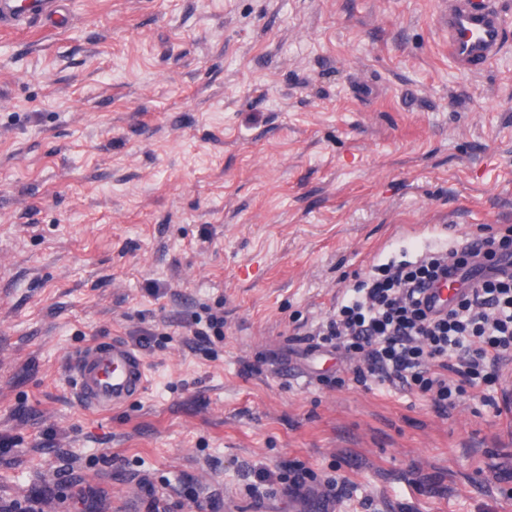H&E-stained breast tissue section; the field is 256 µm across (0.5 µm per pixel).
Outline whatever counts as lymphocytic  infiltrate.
<instances>
[{
    "mask_svg": "<svg viewBox=\"0 0 512 512\" xmlns=\"http://www.w3.org/2000/svg\"><path fill=\"white\" fill-rule=\"evenodd\" d=\"M451 277L458 293L434 308L428 289ZM308 340L351 355L355 384L430 393L437 409L452 412L468 390L512 365V225L379 268Z\"/></svg>",
    "mask_w": 512,
    "mask_h": 512,
    "instance_id": "lymphocytic-infiltrate-1",
    "label": "lymphocytic infiltrate"
}]
</instances>
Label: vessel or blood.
<instances>
[{"mask_svg":"<svg viewBox=\"0 0 512 512\" xmlns=\"http://www.w3.org/2000/svg\"><path fill=\"white\" fill-rule=\"evenodd\" d=\"M65 0H0V29L49 22ZM437 27L448 39V57L462 71L487 68L499 55L506 20L490 0H445ZM75 394L86 409L106 414L141 395L147 372L141 356L115 339L82 349L70 365Z\"/></svg>","mask_w":512,"mask_h":512,"instance_id":"b4317fda","label":"vessel or blood"}]
</instances>
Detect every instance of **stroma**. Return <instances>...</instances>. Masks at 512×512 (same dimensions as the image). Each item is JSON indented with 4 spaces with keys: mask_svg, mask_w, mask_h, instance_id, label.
<instances>
[{
    "mask_svg": "<svg viewBox=\"0 0 512 512\" xmlns=\"http://www.w3.org/2000/svg\"><path fill=\"white\" fill-rule=\"evenodd\" d=\"M70 2L0 31V503L148 512L145 477L170 512H288L299 461L347 482L323 512H512V374L445 415L299 335L376 266L512 224V39L468 73L440 0ZM140 327L145 392L83 408L71 357ZM201 320L186 321L182 327L190 332L193 339L188 346L193 351L210 350V346L214 344V339L218 342L224 340V308L218 305L216 308H208V316L204 326ZM213 337V339H212Z\"/></svg>",
    "mask_w": 512,
    "mask_h": 512,
    "instance_id": "35a3bbf8",
    "label": "stroma"
}]
</instances>
